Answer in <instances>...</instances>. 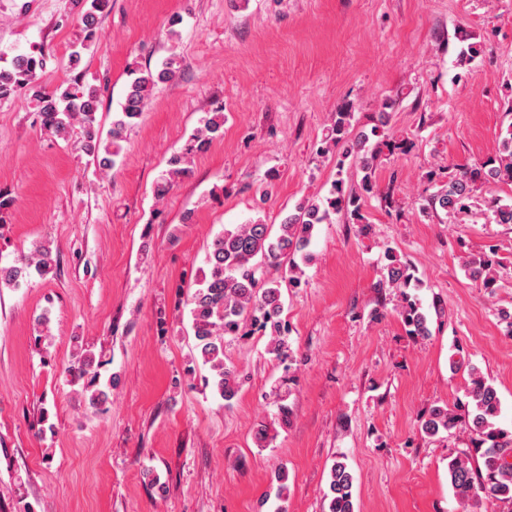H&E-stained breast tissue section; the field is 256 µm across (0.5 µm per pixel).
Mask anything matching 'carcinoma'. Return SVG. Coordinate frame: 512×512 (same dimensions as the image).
I'll return each mask as SVG.
<instances>
[{
  "label": "carcinoma",
  "mask_w": 512,
  "mask_h": 512,
  "mask_svg": "<svg viewBox=\"0 0 512 512\" xmlns=\"http://www.w3.org/2000/svg\"><path fill=\"white\" fill-rule=\"evenodd\" d=\"M108 0H90L89 8L82 14L84 40L94 38ZM459 40L465 43L458 53L461 66L471 65L481 55L482 49L469 42V35L460 31ZM45 58L40 49L14 57L0 65V100L25 93L38 104L41 122L48 132L65 138L74 126L80 128L79 149L98 165L102 171L112 169L121 150L120 142L126 131L135 125L142 114L154 87L173 78L179 69L178 58H166L158 68L134 70V78L127 86L121 111L112 118L107 138H102L98 119L100 92L94 85L77 87L61 85L48 90L36 83L37 71L42 69ZM394 102L382 104L378 125L370 132H353V112L343 106L332 113L331 124L324 146L319 153L326 154L334 147L342 148V161L337 165L336 180L329 194L324 197L304 199L294 212L283 218L278 227L259 220L239 224L214 238L206 256V268L199 269L194 288L187 295L191 328L196 348L204 363L210 365L206 386L222 400L229 403L238 394L243 374L232 362L224 361L226 338L266 336V351L277 358L289 355L288 326L283 319L284 300L281 282L299 283L297 273L301 265L311 261L308 247L316 225L328 224L332 216L341 214L349 224L361 225L366 230L362 213L366 197L374 193L376 161L383 149L404 150V139H382L375 143L380 129L388 124L389 110ZM224 133V112H209L200 121L179 153L171 155L168 169L156 185V194L164 196L175 182L188 173V160L206 149ZM350 161L362 173L354 186L346 185L343 178L344 161ZM512 182V123L501 136L497 154L480 166L459 167L431 196L429 206L441 209L448 215L463 213L477 190L489 188L499 182ZM494 221L512 224V203L491 200ZM387 263L383 267L378 287L400 290L402 304L399 318L410 336L430 335V316L418 298L408 292L420 286L415 270L387 250ZM57 265L52 250L45 246L36 248L29 255H21L14 264L0 266V284L19 286L21 279L36 273L49 274ZM264 267L280 270V277L258 276ZM468 275L489 288L494 282L493 260L488 255L472 256L464 261ZM76 358L66 370L69 382L78 385L92 407L105 403L112 383L102 384V362L94 353L76 346ZM468 401L453 406L433 407L420 419L419 429L427 437L441 433L453 435L463 430L469 435L466 451L449 458L447 464L450 484L462 506L466 509L480 501L496 500L512 505V430L498 424L500 398L497 389L474 366L468 369ZM355 477L347 463L337 459L330 468V479L323 492L328 512H355L353 487Z\"/></svg>",
  "instance_id": "cac0c4a2"
}]
</instances>
